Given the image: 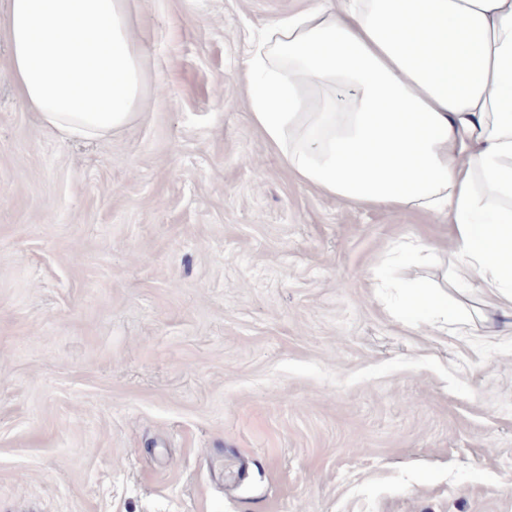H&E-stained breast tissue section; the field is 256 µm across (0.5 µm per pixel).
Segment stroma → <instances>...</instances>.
Here are the masks:
<instances>
[{
  "label": "stroma",
  "instance_id": "stroma-1",
  "mask_svg": "<svg viewBox=\"0 0 512 512\" xmlns=\"http://www.w3.org/2000/svg\"><path fill=\"white\" fill-rule=\"evenodd\" d=\"M311 2L128 0L144 109L92 142L0 38V512H512V329L446 286V225L251 124L249 35Z\"/></svg>",
  "mask_w": 512,
  "mask_h": 512
}]
</instances>
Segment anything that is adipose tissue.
I'll list each match as a JSON object with an SVG mask.
<instances>
[{
    "label": "adipose tissue",
    "mask_w": 512,
    "mask_h": 512,
    "mask_svg": "<svg viewBox=\"0 0 512 512\" xmlns=\"http://www.w3.org/2000/svg\"><path fill=\"white\" fill-rule=\"evenodd\" d=\"M24 103L91 140L142 108L127 0H8ZM250 118L299 183L446 220L451 276L512 315V0H315L252 33Z\"/></svg>",
    "instance_id": "adipose-tissue-1"
}]
</instances>
